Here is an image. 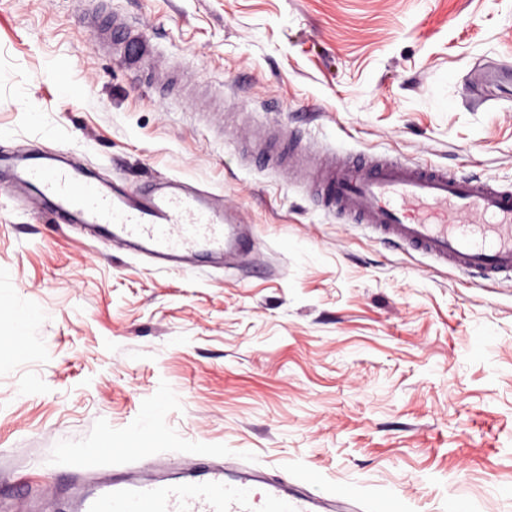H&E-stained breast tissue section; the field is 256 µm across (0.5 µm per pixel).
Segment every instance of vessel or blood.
Listing matches in <instances>:
<instances>
[{
    "mask_svg": "<svg viewBox=\"0 0 512 512\" xmlns=\"http://www.w3.org/2000/svg\"><path fill=\"white\" fill-rule=\"evenodd\" d=\"M28 183L55 202V222L81 219L109 226L111 245L138 246L167 268L202 252H245L248 239L230 237L225 215L206 195L172 180L140 194H103L91 180L63 167L31 163ZM314 184L327 206L377 238L486 280L512 281V186L464 177L447 169L416 165L382 155L363 156L353 168L332 159L317 168ZM153 438L138 448L117 447L111 438L80 451L79 472L117 457L153 460ZM209 449L193 454L197 464L182 482L141 477L96 484L71 504L72 512H319L322 500L259 478H231L220 468L204 469Z\"/></svg>",
    "mask_w": 512,
    "mask_h": 512,
    "instance_id": "1",
    "label": "vessel or blood"
}]
</instances>
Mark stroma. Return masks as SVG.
I'll list each match as a JSON object with an SVG mask.
<instances>
[{"mask_svg":"<svg viewBox=\"0 0 512 512\" xmlns=\"http://www.w3.org/2000/svg\"><path fill=\"white\" fill-rule=\"evenodd\" d=\"M78 3L0 0V512L142 429L169 480L207 448L346 486L338 512H512V284L325 208L309 156L243 159L275 126L512 185V84L490 74L512 65V0H97L182 87L105 52ZM35 149L107 193L211 191L252 250L173 271L55 223L15 178Z\"/></svg>","mask_w":512,"mask_h":512,"instance_id":"35a3bbf8","label":"stroma"}]
</instances>
